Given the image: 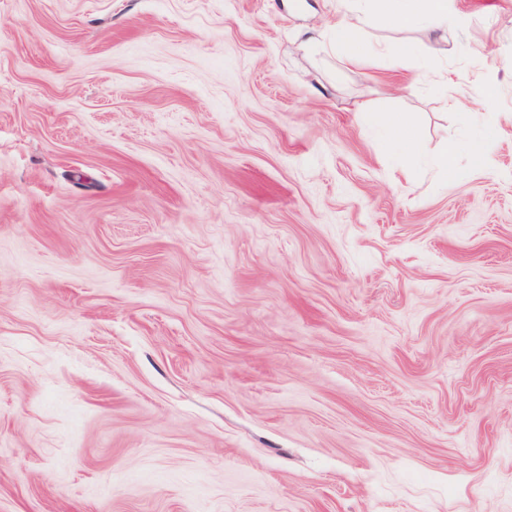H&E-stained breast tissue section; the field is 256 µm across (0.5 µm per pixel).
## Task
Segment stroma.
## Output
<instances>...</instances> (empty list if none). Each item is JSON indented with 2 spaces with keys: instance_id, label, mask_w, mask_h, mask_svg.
<instances>
[{
  "instance_id": "35a3bbf8",
  "label": "stroma",
  "mask_w": 512,
  "mask_h": 512,
  "mask_svg": "<svg viewBox=\"0 0 512 512\" xmlns=\"http://www.w3.org/2000/svg\"><path fill=\"white\" fill-rule=\"evenodd\" d=\"M337 9L0 0V512H512V0ZM346 11L330 28V45L336 56L346 64H360L368 56L363 38V12L356 2H372L378 15L388 23H420L431 30H448L449 0H341ZM356 112L361 124L381 132L387 155L417 160L423 154L424 146L418 131L402 113L375 112L364 107H358Z\"/></svg>"
}]
</instances>
